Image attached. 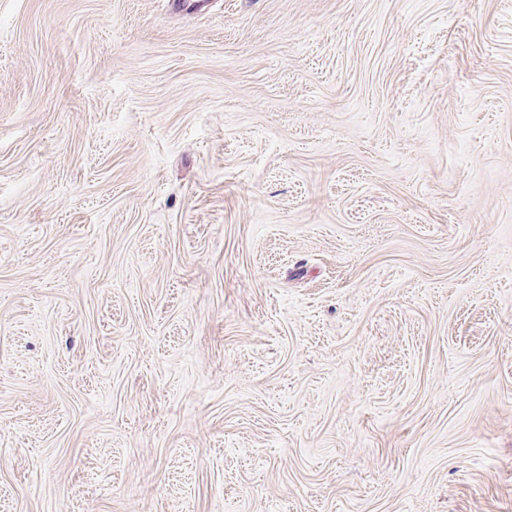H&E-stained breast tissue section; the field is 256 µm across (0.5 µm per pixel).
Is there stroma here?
<instances>
[{"instance_id": "stroma-1", "label": "stroma", "mask_w": 512, "mask_h": 512, "mask_svg": "<svg viewBox=\"0 0 512 512\" xmlns=\"http://www.w3.org/2000/svg\"><path fill=\"white\" fill-rule=\"evenodd\" d=\"M0 512H512V0H0Z\"/></svg>"}]
</instances>
